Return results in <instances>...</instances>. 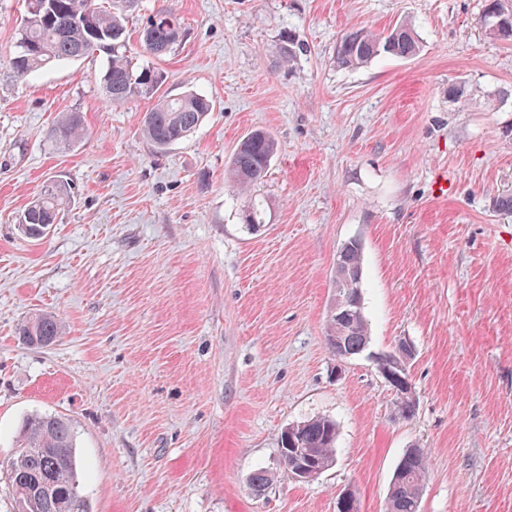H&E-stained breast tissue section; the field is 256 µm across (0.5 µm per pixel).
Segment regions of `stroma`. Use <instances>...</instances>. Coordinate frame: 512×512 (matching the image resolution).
<instances>
[{
  "label": "stroma",
  "mask_w": 512,
  "mask_h": 512,
  "mask_svg": "<svg viewBox=\"0 0 512 512\" xmlns=\"http://www.w3.org/2000/svg\"><path fill=\"white\" fill-rule=\"evenodd\" d=\"M100 3L163 91L214 108L157 151L151 101L112 104L103 57L15 73L27 3L0 0V463L28 417L56 414L75 427L88 512H336L347 489L358 512H384L417 447L419 512H512V213L497 207L512 196V41L487 33L484 0ZM165 8L184 38L155 58L140 32ZM403 22L417 56L338 63L348 29ZM68 112L87 132L63 148L49 132ZM256 129L277 150L241 194L225 170ZM50 179L71 200L27 239L19 218ZM354 238L370 343L340 365L333 279ZM41 312L61 338L22 344L18 324ZM403 340L407 419L372 361ZM317 416L337 425L336 462L300 482L280 433Z\"/></svg>",
  "instance_id": "1"
}]
</instances>
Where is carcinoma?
Masks as SVG:
<instances>
[{
    "mask_svg": "<svg viewBox=\"0 0 512 512\" xmlns=\"http://www.w3.org/2000/svg\"><path fill=\"white\" fill-rule=\"evenodd\" d=\"M182 31H158L160 47L142 43L144 52L160 58L181 41ZM419 40L408 23L394 26V32L377 33L361 27L342 35L336 58L347 67L366 64L385 54L409 58L419 51ZM107 56L103 74V91L114 104L134 98L155 100L144 118L143 133L159 151L194 132L212 110L205 95L189 92L178 97L159 94L164 74L156 67H134L126 55V34L121 18L101 9L97 0H28V10L11 59L21 76L62 61L87 57L95 52ZM85 133L80 113L64 115L50 131L53 142L64 147L80 140ZM276 151L275 139L269 133L258 139L246 135L233 150L228 172L236 187L244 192L261 180ZM70 199V188L62 181H51L23 212L19 229L37 241L58 223L61 210ZM363 277L362 251L349 241L336 257L335 287L355 297L358 305L351 308L345 324L329 319V347L344 359L361 354L369 342L359 288ZM62 335L61 326L48 313L29 317L18 327L23 342L54 344ZM303 436L302 451L319 467L335 462L336 423L327 417L310 418L293 425ZM23 453L18 468H6L15 504H28L40 488L48 491L36 512H87L76 481V438L70 420L59 415H35L22 427ZM427 472L426 453L407 463L400 460L388 492L387 512H418L419 498Z\"/></svg>",
    "mask_w": 512,
    "mask_h": 512,
    "instance_id": "carcinoma-1",
    "label": "carcinoma"
}]
</instances>
